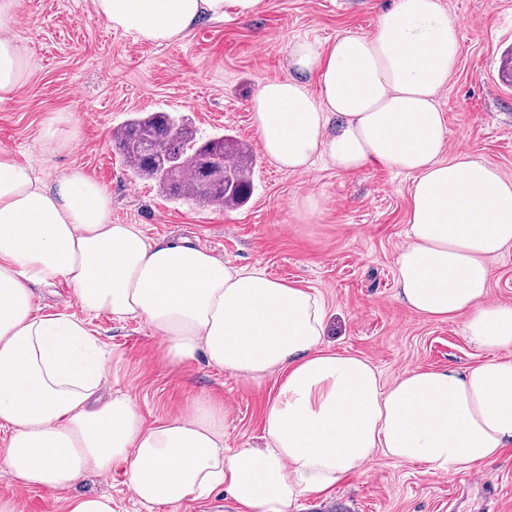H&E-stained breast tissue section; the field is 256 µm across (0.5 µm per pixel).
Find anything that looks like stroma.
<instances>
[{
	"label": "stroma",
	"instance_id": "35a3bbf8",
	"mask_svg": "<svg viewBox=\"0 0 512 512\" xmlns=\"http://www.w3.org/2000/svg\"><path fill=\"white\" fill-rule=\"evenodd\" d=\"M440 2L461 31L459 64L437 96L448 126L442 155L468 153L512 180V0ZM385 3L264 0L251 18L203 21L158 46L108 28L91 0H18L13 31L30 67L16 99L0 104V148L39 162L45 119L70 113L79 144L47 172L80 166L111 194L116 223L136 225L151 241L198 242L234 265H257L311 289L326 308V344L369 359L383 383L408 368L476 365L487 353L469 341L463 318L429 321L396 298L411 175L380 164L352 175L321 162L307 172L279 170L264 158L248 110L259 81L287 73L290 41L370 34ZM133 112L187 115L201 139L233 135L253 156L247 203L219 209L176 201L136 176L112 141ZM309 196L321 207L304 222L295 205ZM36 304L41 313L84 321L111 366L108 391L134 396L146 425L204 397L226 410L225 453L262 444L277 378L255 387L202 361L170 366L144 320L87 314L63 282L40 289ZM463 478L379 454L326 495L298 498L291 512H512V447L488 467L485 487ZM125 482L126 466L116 463L110 476H88L75 491L111 494L113 512H147ZM0 498L16 501L19 512H67L63 497L19 485L1 466Z\"/></svg>",
	"mask_w": 512,
	"mask_h": 512
}]
</instances>
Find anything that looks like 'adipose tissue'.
I'll return each instance as SVG.
<instances>
[{"label": "adipose tissue", "instance_id": "adipose-tissue-1", "mask_svg": "<svg viewBox=\"0 0 512 512\" xmlns=\"http://www.w3.org/2000/svg\"><path fill=\"white\" fill-rule=\"evenodd\" d=\"M263 0H92L96 16L134 40L169 44L201 20L247 19ZM18 0H0V104L29 62L13 34ZM458 26L440 0H391L371 35L290 42L291 71L249 101L265 158L342 173L381 164L412 177L398 299L434 321L465 317L493 356L464 371L412 368L383 386L361 356L325 345L327 314L309 289L238 267L185 242L149 241L112 219V198L81 167L52 181L0 149V463L20 484L66 496L68 512H113L80 495L87 475L127 466L150 512L228 494L240 512H289L383 452L433 472H479L512 447V304L489 299L488 258L512 250V181L460 153L437 95L459 57ZM79 137L69 113L44 122L43 162ZM67 282L87 313L146 321L170 365L207 364L255 386L283 380L265 415L264 448L224 452L223 405L145 426L131 396H100L107 367L83 322L38 314L33 289Z\"/></svg>", "mask_w": 512, "mask_h": 512}]
</instances>
